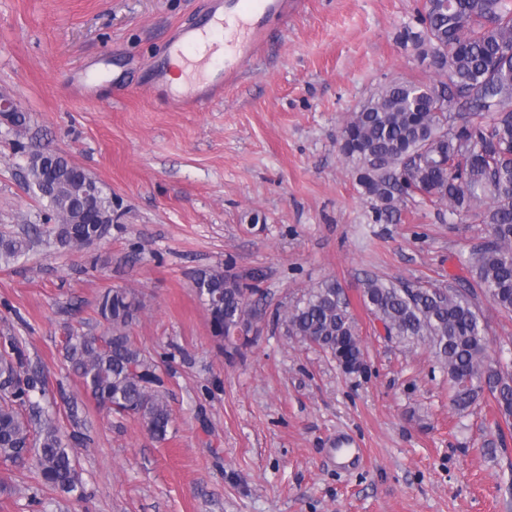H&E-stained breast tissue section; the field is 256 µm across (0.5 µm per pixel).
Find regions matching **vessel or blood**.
I'll return each mask as SVG.
<instances>
[{
  "instance_id": "b4317fda",
  "label": "vessel or blood",
  "mask_w": 512,
  "mask_h": 512,
  "mask_svg": "<svg viewBox=\"0 0 512 512\" xmlns=\"http://www.w3.org/2000/svg\"><path fill=\"white\" fill-rule=\"evenodd\" d=\"M292 7L291 0H231L225 8L219 0H214L202 23L177 32L170 50L183 54L209 29L221 30L224 33L225 72L229 75L237 73L244 62L257 54L264 41L268 20L287 17Z\"/></svg>"
}]
</instances>
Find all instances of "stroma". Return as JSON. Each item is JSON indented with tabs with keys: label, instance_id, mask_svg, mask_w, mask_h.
<instances>
[{
	"label": "stroma",
	"instance_id": "1",
	"mask_svg": "<svg viewBox=\"0 0 512 512\" xmlns=\"http://www.w3.org/2000/svg\"><path fill=\"white\" fill-rule=\"evenodd\" d=\"M206 0H0V93L28 117L0 125V231L42 225L22 146L60 152L112 198V231L80 250L40 247L0 266V335L48 378L46 404L82 402L93 445L77 451L78 506L0 460V512H512V430L494 400L453 404L422 343L388 340L361 301L367 279L444 288L468 277L484 224L407 204L376 221L339 152L350 112L390 80L429 72L399 34L424 0H301L236 80L200 85L194 106L166 76L168 42ZM221 269L253 280L261 334L227 359L193 282ZM351 303L366 373L345 375L285 335L284 305L325 280ZM109 288L145 307L136 343L168 354L173 422L153 439L101 407L68 370L73 328L103 335ZM489 360H512V314L479 304ZM339 434L359 469L331 454Z\"/></svg>",
	"mask_w": 512,
	"mask_h": 512
}]
</instances>
